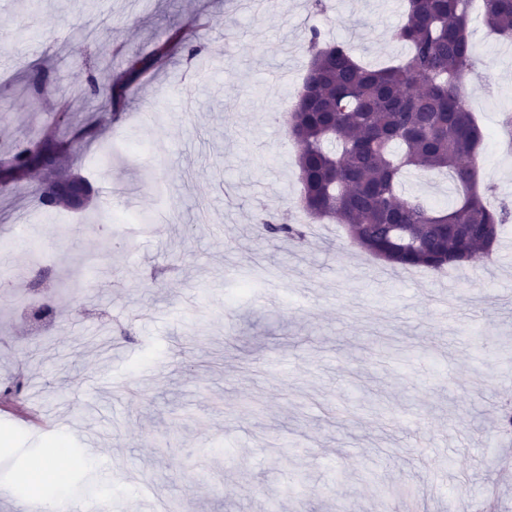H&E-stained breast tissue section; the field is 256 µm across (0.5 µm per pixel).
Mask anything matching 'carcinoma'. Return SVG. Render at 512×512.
<instances>
[{
	"label": "carcinoma",
	"instance_id": "carcinoma-1",
	"mask_svg": "<svg viewBox=\"0 0 512 512\" xmlns=\"http://www.w3.org/2000/svg\"><path fill=\"white\" fill-rule=\"evenodd\" d=\"M468 0H408L406 21L393 39L408 47L401 60L373 69L361 65L348 44L326 40L312 28L311 53L302 91L288 123L299 146L302 208L313 220H334L369 255L400 268L441 270L489 255L512 211L489 208L479 190L475 158L484 134L462 99L472 66ZM489 26L512 33V0H481ZM192 27L178 40L188 60L205 51ZM155 61L129 59L123 81L138 78ZM117 82L91 73L89 92L110 112ZM99 137L90 118L73 133L46 130L26 145L0 150V168L23 170L35 162L64 159L73 138ZM444 174L456 198L444 208L404 188L407 172ZM270 236L305 238L304 225L272 214L261 220ZM26 381L16 377L0 388V405L20 398Z\"/></svg>",
	"mask_w": 512,
	"mask_h": 512
}]
</instances>
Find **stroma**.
<instances>
[{
  "label": "stroma",
  "instance_id": "1",
  "mask_svg": "<svg viewBox=\"0 0 512 512\" xmlns=\"http://www.w3.org/2000/svg\"><path fill=\"white\" fill-rule=\"evenodd\" d=\"M276 0L259 17L231 0H0V145L78 124L100 108L87 66L119 75L123 52L152 55L196 21L204 79L183 55L124 88L127 125L104 117L99 142H74L71 170L93 198L79 229L37 205L34 183L0 201V233L41 226L53 254L42 322L0 301V382L29 384L0 410V512H25L20 474L46 450L71 456L62 493L98 512H512L499 417L512 406V234L490 259L443 272L387 265L337 224L305 242L260 240L261 206L301 219L297 145L286 121L306 73L310 28L381 64L405 0ZM482 60L464 81L486 138L493 204L512 206V39L470 21ZM67 102L60 113L58 102ZM160 139L168 164L125 154ZM149 233L105 246L96 227L125 209ZM15 296L39 269L30 248H0Z\"/></svg>",
  "mask_w": 512,
  "mask_h": 512
}]
</instances>
